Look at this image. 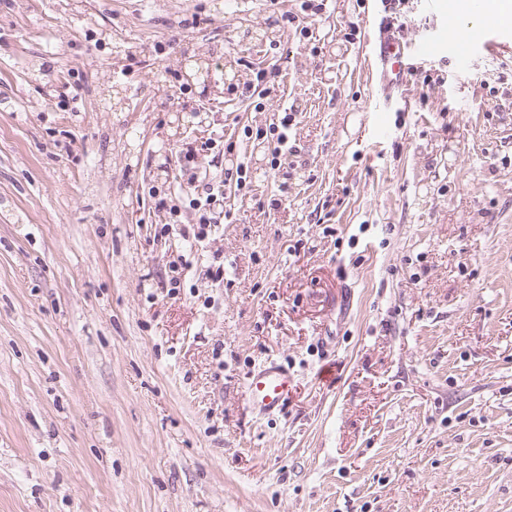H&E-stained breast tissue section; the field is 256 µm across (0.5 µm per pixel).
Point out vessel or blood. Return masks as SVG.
Instances as JSON below:
<instances>
[{
  "label": "vessel or blood",
  "instance_id": "b4317fda",
  "mask_svg": "<svg viewBox=\"0 0 512 512\" xmlns=\"http://www.w3.org/2000/svg\"><path fill=\"white\" fill-rule=\"evenodd\" d=\"M377 35L372 44L373 62L382 91L381 108L390 111L403 97L406 75L416 65L440 55L449 46L463 45V52L454 57L458 68H467L472 51L482 49L493 53L512 44V35L505 31V23L498 16L484 13L480 0H472L471 13L478 16V24L465 31L449 30L447 38L423 37L410 41L397 26L390 9L394 0H377ZM294 388L289 370L280 363L270 361L253 371L247 383L248 401L260 415L281 410Z\"/></svg>",
  "mask_w": 512,
  "mask_h": 512
}]
</instances>
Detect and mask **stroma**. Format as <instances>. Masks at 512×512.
<instances>
[{"label":"stroma","mask_w":512,"mask_h":512,"mask_svg":"<svg viewBox=\"0 0 512 512\" xmlns=\"http://www.w3.org/2000/svg\"><path fill=\"white\" fill-rule=\"evenodd\" d=\"M301 4L0 0V512H512V54L383 112L371 0ZM287 111L274 168L243 130ZM211 139L199 242L175 155ZM270 360L295 387L260 416ZM199 149L193 143H186L179 150V170L181 177L187 176V184L195 188H201V196L192 198L189 201L190 207L192 206L197 210L198 221L196 229H194V236L198 240L208 237L218 224L223 223L224 219V181L222 184L214 185L206 182L203 185H195L199 181V176L196 171V162L199 154ZM293 388L294 379L289 370L276 361H269L249 375L248 401L257 414L270 415L281 410Z\"/></svg>","instance_id":"obj_1"}]
</instances>
